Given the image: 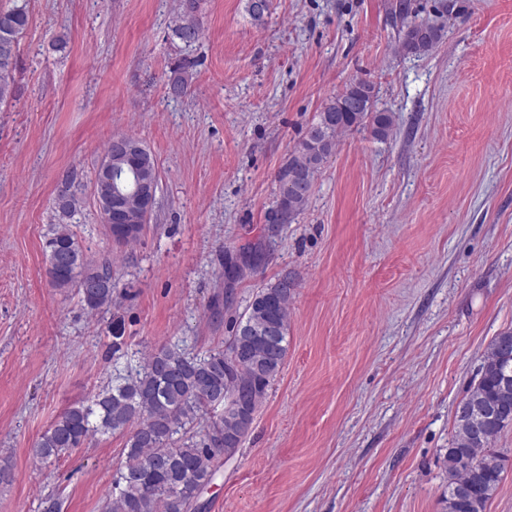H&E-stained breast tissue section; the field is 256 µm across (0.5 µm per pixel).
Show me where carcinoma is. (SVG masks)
<instances>
[{"mask_svg":"<svg viewBox=\"0 0 512 512\" xmlns=\"http://www.w3.org/2000/svg\"><path fill=\"white\" fill-rule=\"evenodd\" d=\"M200 0H179L173 33L191 46L204 34L198 16ZM29 22L26 0L0 7V50L18 57L19 39ZM442 29L433 24L405 25L402 49L422 55L436 47ZM17 63H0V104L15 97ZM168 91L175 98L188 93L183 71L171 72ZM374 87L352 81L317 113L305 136L277 172L280 198L267 222L279 224L305 209L316 175L336 149V137L370 126L378 140L393 131V117L373 108ZM116 183L132 186L138 178L159 184L152 153L142 148L112 161ZM80 209L74 192L57 207L59 225L46 242L48 275L57 288H72L89 310L112 305V270L93 266L68 228ZM94 282L96 287L85 284ZM295 283L286 276L258 288L244 314L232 325L223 349L191 355L178 345L153 351L121 381L84 403L65 410L42 434L33 456L40 462L59 459L97 433H128L126 458L112 481L105 512H197L195 495L210 484L219 462L236 454L239 437L231 408L239 388L249 389L259 409L282 371L288 351V304ZM222 396L226 412L205 421ZM200 440L189 436L196 428ZM512 427V329L495 336L486 348L480 377L456 407L454 436L447 449L448 497L445 512H486L503 480V456L494 448L501 433Z\"/></svg>","mask_w":512,"mask_h":512,"instance_id":"cac0c4a2","label":"carcinoma"}]
</instances>
